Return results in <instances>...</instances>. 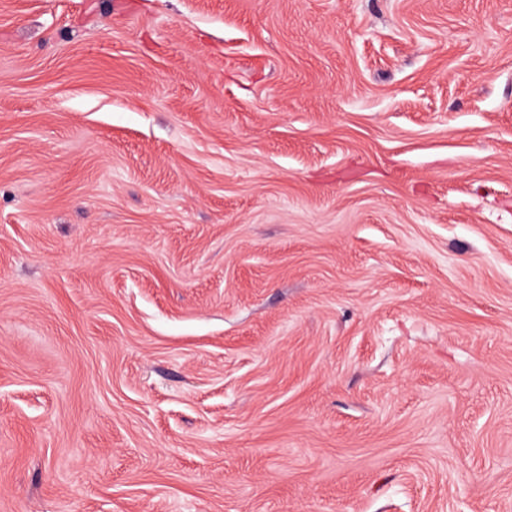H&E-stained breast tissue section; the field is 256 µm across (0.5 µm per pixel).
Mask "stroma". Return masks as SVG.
<instances>
[{"label":"stroma","instance_id":"1","mask_svg":"<svg viewBox=\"0 0 512 512\" xmlns=\"http://www.w3.org/2000/svg\"><path fill=\"white\" fill-rule=\"evenodd\" d=\"M0 512H512V0H0Z\"/></svg>","mask_w":512,"mask_h":512}]
</instances>
